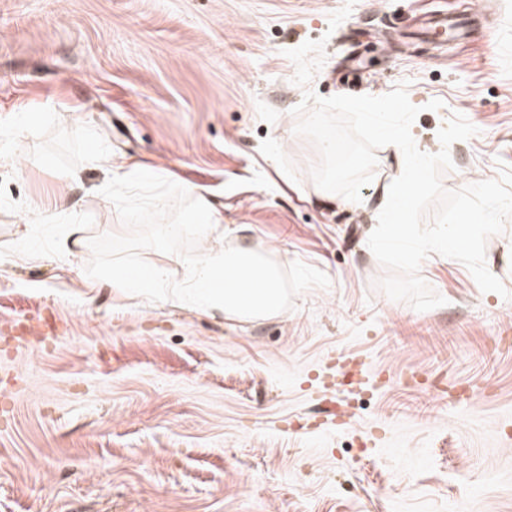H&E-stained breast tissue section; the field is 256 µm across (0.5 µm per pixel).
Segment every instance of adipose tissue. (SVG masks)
Returning <instances> with one entry per match:
<instances>
[{
  "mask_svg": "<svg viewBox=\"0 0 512 512\" xmlns=\"http://www.w3.org/2000/svg\"><path fill=\"white\" fill-rule=\"evenodd\" d=\"M183 193L194 200L193 228L200 241L189 258L172 253L170 264L121 266L112 273V285L123 291H147L162 301H189L205 310L238 319L278 314L286 293L279 271L249 246L228 249L219 230L224 213L201 188L188 183Z\"/></svg>",
  "mask_w": 512,
  "mask_h": 512,
  "instance_id": "1",
  "label": "adipose tissue"
}]
</instances>
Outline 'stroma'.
<instances>
[{
  "mask_svg": "<svg viewBox=\"0 0 512 512\" xmlns=\"http://www.w3.org/2000/svg\"><path fill=\"white\" fill-rule=\"evenodd\" d=\"M464 2L356 0L333 29L345 0H0V512H512V299L434 254L420 274L445 305L390 300L367 240L403 170L395 147L355 203L314 184L320 154L293 132L306 90L403 84L423 152L454 114L478 129L450 146L446 190L499 178L512 0H491L462 45L405 35L412 15ZM321 38L299 87L286 52ZM102 146L160 180L109 184ZM185 183L223 209L225 248L278 268L280 313L113 288L116 267L197 251L167 235L190 219ZM74 228L68 263L56 248ZM485 262L512 292V219ZM351 353L380 387L350 430L303 427L317 367Z\"/></svg>",
  "mask_w": 512,
  "mask_h": 512,
  "instance_id": "obj_1",
  "label": "stroma"
}]
</instances>
